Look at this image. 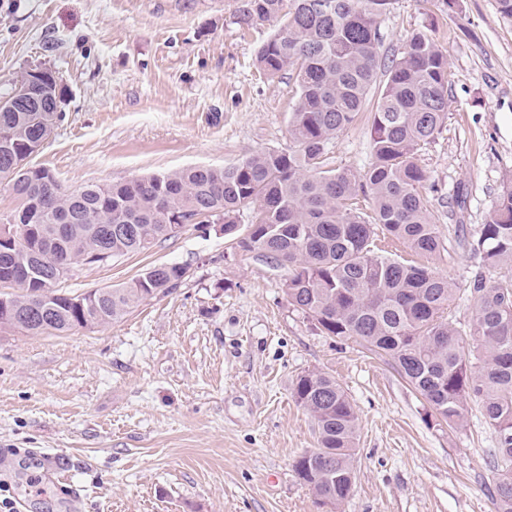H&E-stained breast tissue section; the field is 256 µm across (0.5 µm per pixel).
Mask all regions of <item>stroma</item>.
<instances>
[{
  "mask_svg": "<svg viewBox=\"0 0 512 512\" xmlns=\"http://www.w3.org/2000/svg\"><path fill=\"white\" fill-rule=\"evenodd\" d=\"M243 2L0 0V84L46 65L68 90L37 163L76 188L288 151L295 76L256 69L274 27H240ZM422 27L448 55V119L418 155L443 249L418 258L381 236L375 246L450 278L463 327L472 277L512 271L468 246L512 183V21L496 0H392L383 53ZM371 160L364 112L329 163L361 173ZM166 263L187 266L180 288L119 322L59 336L0 330V500L24 498L26 512H320L293 469L316 443L293 387L319 371L359 418L357 478L340 512H496L479 405L448 426L390 365L317 331L283 294L286 269L237 251L219 225L76 267L64 286L120 285ZM47 454L66 459L79 501L27 494Z\"/></svg>",
  "mask_w": 512,
  "mask_h": 512,
  "instance_id": "obj_1",
  "label": "stroma"
}]
</instances>
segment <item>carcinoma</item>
<instances>
[{
  "mask_svg": "<svg viewBox=\"0 0 512 512\" xmlns=\"http://www.w3.org/2000/svg\"><path fill=\"white\" fill-rule=\"evenodd\" d=\"M317 2L246 0L238 15L241 27L277 25L256 53L257 68L270 77L295 74L293 147L285 153L71 189L43 165L13 167L15 157L54 134L63 113L51 111L49 99L17 112L0 109V184L20 202L0 213V225L25 228L0 241V285L13 288L0 292V328L62 335L116 322L141 302L173 293L188 267L154 265L119 287L75 294L60 287L54 265L70 277L78 266L145 252L199 216L220 221L236 249L288 269V302L320 333L352 339L395 366L442 420L459 424L468 401H479L495 437L489 456L496 512H512V276L471 279L476 311L462 330L448 317L456 294L448 277L374 251L378 229L417 254L442 248L417 153L447 118L448 56L416 30L395 57L383 59L381 16L391 0H323L322 11ZM361 112L371 121L368 169L330 166V148ZM250 208L255 222L239 235L238 217ZM116 224L130 230L108 231ZM470 247L487 265L512 264L511 187ZM293 395L317 434L294 472L325 512H337L353 489L357 412L324 373L300 376Z\"/></svg>",
  "mask_w": 512,
  "mask_h": 512,
  "instance_id": "1",
  "label": "carcinoma"
}]
</instances>
